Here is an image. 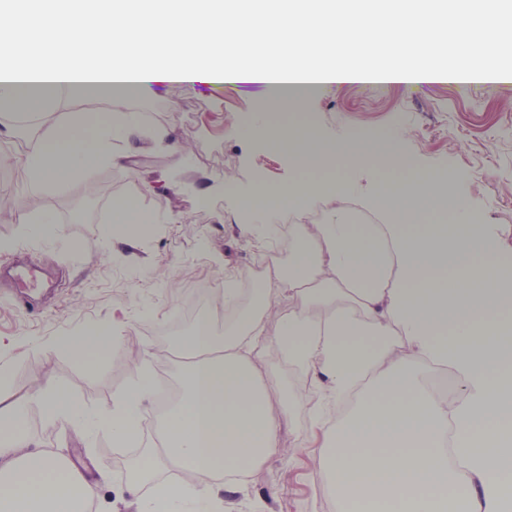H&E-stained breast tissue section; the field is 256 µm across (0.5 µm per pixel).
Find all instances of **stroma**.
<instances>
[{"instance_id":"35a3bbf8","label":"stroma","mask_w":512,"mask_h":512,"mask_svg":"<svg viewBox=\"0 0 512 512\" xmlns=\"http://www.w3.org/2000/svg\"><path fill=\"white\" fill-rule=\"evenodd\" d=\"M270 98L265 85L221 80L156 84L132 94L128 109L147 114V127L115 142V150L127 153V166H104L90 174L89 181L102 191L80 223L72 213L83 184L38 189L24 168L0 167V192L30 202L23 222L0 221V266L35 267L46 280L25 295L0 280V386L28 396L52 382L88 411L111 408L130 383L131 371L115 370L104 356L52 352L48 346L91 325L113 327L118 309L122 324L113 329L122 349L152 370L163 368L181 379L188 363L173 355L178 336L157 333L177 313L178 302L197 286L223 294L227 277L248 273L260 256L278 264L288 260L284 238L268 239L266 251L258 252L239 210V197L261 185L335 174L350 188L346 199L324 197L320 209L330 222L343 208L361 218L381 180L423 169L436 174L437 186L449 196L467 204L478 223L498 226L512 247V81L465 87L446 79L332 85L305 93L299 112L268 111ZM262 112L272 130L308 125L321 138L339 142L361 134L398 137L400 161L391 169L369 158L340 160L330 172L300 169L268 137L240 134L241 122ZM55 121L52 115L21 118L15 129L0 130V155L38 149ZM159 131L165 140L156 139ZM123 199L138 200L142 214L153 217L151 236L130 242L114 234L113 207ZM47 210L54 216L55 236L45 243L31 235L27 220ZM309 415V403H287L281 432L287 455L252 469L242 492L223 498L221 512H324L331 490L311 449L296 436ZM27 430L33 447L71 461L87 475L93 512H142L148 489L134 498L127 485L132 462H153L150 435H143L135 456H123L108 433L90 435L48 421L35 407Z\"/></svg>"}]
</instances>
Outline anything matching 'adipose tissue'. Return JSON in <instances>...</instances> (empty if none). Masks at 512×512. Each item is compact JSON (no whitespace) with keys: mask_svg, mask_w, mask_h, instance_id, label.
Wrapping results in <instances>:
<instances>
[{"mask_svg":"<svg viewBox=\"0 0 512 512\" xmlns=\"http://www.w3.org/2000/svg\"><path fill=\"white\" fill-rule=\"evenodd\" d=\"M458 0H0V118L60 109L101 88L194 83L218 77L231 83L276 85L293 69L328 86L366 81L420 82L440 77L494 82L511 72L496 65L512 47V6L476 0L475 22L455 33L433 28L422 45L403 43L401 29L441 19ZM346 19L366 31L375 63H325L321 44L335 40ZM266 29L271 56L257 64L242 39ZM487 36L472 52L475 32ZM442 46L462 68L441 69L429 56ZM405 58L397 67L393 58ZM144 122L124 106L97 117L94 108L50 127L39 149L22 159L34 183L58 187L85 180L102 165L119 163L112 146ZM280 148L299 166H332L342 157L392 161L396 138L322 139L312 128L289 127ZM431 172L415 169L384 180L376 209L386 224H304L288 242L292 259L257 288L247 308L217 340L209 327L186 336L183 351L212 355L196 362L182 395L160 419L163 461L185 475L157 480L137 467L132 491L150 486L151 512H218L221 495H234L235 474L280 454L284 392L261 372L276 348L319 396L306 438L317 449L339 512H512V253L494 227L451 206L450 224H425ZM348 190L344 180L302 179L258 187L240 203L257 217L303 208ZM291 307L282 310L281 297ZM275 318L277 330L265 322ZM57 349L85 356H121L110 331L65 336ZM451 370L462 384L455 396L431 391L432 369ZM134 380L111 409L88 412L59 386L33 399L0 391V512H87L92 489L64 461L29 447L27 408L45 419L104 431L121 444L141 436L139 408L154 395V376L131 363Z\"/></svg>","mask_w":512,"mask_h":512,"instance_id":"adipose-tissue-1","label":"adipose tissue"}]
</instances>
